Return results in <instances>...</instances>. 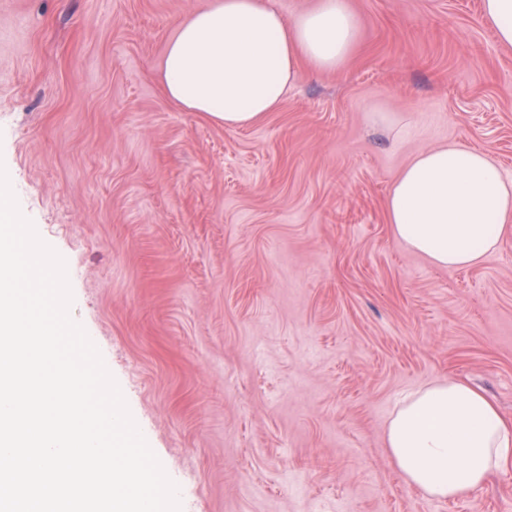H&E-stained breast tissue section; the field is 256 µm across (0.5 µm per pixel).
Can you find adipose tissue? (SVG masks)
Segmentation results:
<instances>
[{"label":"adipose tissue","mask_w":512,"mask_h":512,"mask_svg":"<svg viewBox=\"0 0 512 512\" xmlns=\"http://www.w3.org/2000/svg\"><path fill=\"white\" fill-rule=\"evenodd\" d=\"M358 39L349 0H316L290 20L264 0H213L178 24L163 92L225 127H248L277 108L300 67L340 69ZM384 208L410 250L466 268L512 231V177L482 151L438 145L403 168ZM386 447L407 484L431 499L455 498L512 460V419L465 381L439 380L398 401Z\"/></svg>","instance_id":"1"}]
</instances>
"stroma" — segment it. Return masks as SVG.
Returning <instances> with one entry per match:
<instances>
[{"label": "stroma", "instance_id": "1", "mask_svg": "<svg viewBox=\"0 0 512 512\" xmlns=\"http://www.w3.org/2000/svg\"><path fill=\"white\" fill-rule=\"evenodd\" d=\"M211 3L0 0V164L181 512H512V462L430 500L385 444L399 397L444 378L512 418V233L440 268L383 208L445 142L512 174V47L480 0H349L343 68L227 128L161 85Z\"/></svg>", "mask_w": 512, "mask_h": 512}]
</instances>
